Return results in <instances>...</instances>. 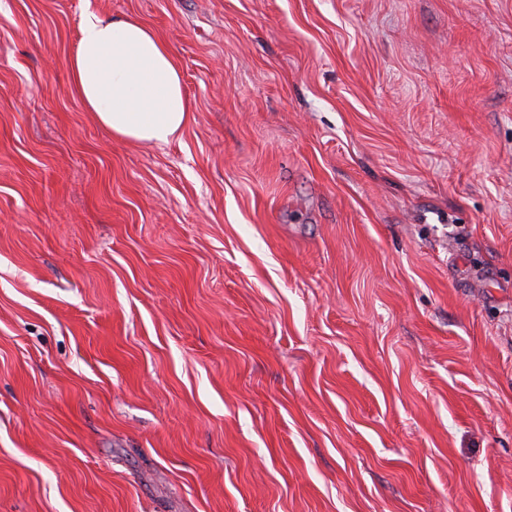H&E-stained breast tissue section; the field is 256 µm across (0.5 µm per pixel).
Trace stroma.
<instances>
[{"label": "stroma", "mask_w": 512, "mask_h": 512, "mask_svg": "<svg viewBox=\"0 0 512 512\" xmlns=\"http://www.w3.org/2000/svg\"><path fill=\"white\" fill-rule=\"evenodd\" d=\"M0 512H512V0H0ZM68 68L75 97L115 137L168 144L192 119L174 51L136 17L86 13Z\"/></svg>", "instance_id": "obj_1"}]
</instances>
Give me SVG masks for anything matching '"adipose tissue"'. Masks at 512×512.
I'll list each match as a JSON object with an SVG mask.
<instances>
[{"label": "adipose tissue", "instance_id": "1", "mask_svg": "<svg viewBox=\"0 0 512 512\" xmlns=\"http://www.w3.org/2000/svg\"><path fill=\"white\" fill-rule=\"evenodd\" d=\"M68 68L75 97L115 137L167 144L192 118L174 51L136 17L86 13Z\"/></svg>", "mask_w": 512, "mask_h": 512}]
</instances>
